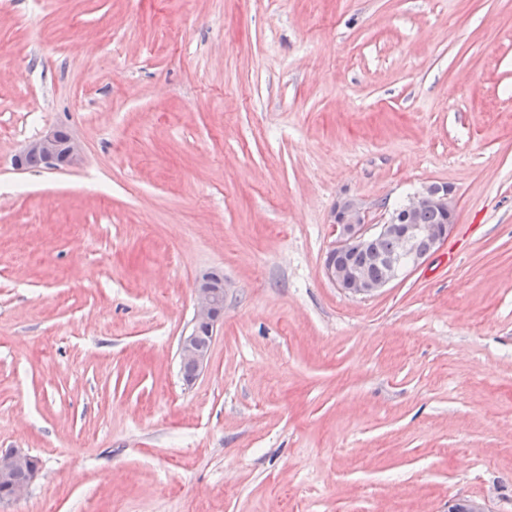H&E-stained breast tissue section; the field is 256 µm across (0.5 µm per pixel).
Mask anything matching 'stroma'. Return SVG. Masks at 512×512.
<instances>
[{
    "mask_svg": "<svg viewBox=\"0 0 512 512\" xmlns=\"http://www.w3.org/2000/svg\"><path fill=\"white\" fill-rule=\"evenodd\" d=\"M53 128L83 164L15 170ZM441 183L421 267L329 281L337 199ZM12 449L0 512H512V0H0ZM195 294L192 328L181 337L178 348L181 364L187 365L181 369L185 380L193 377V370L196 376L206 367L214 331L224 316V278L216 282L212 274L202 276L196 282ZM201 327L208 330L205 339L200 336ZM37 472L36 463L25 453L10 450L0 453V496L7 495L10 490L1 483H11L12 493L8 498L1 499V507L23 499L28 492L30 482ZM18 474H23L16 480Z\"/></svg>",
    "mask_w": 512,
    "mask_h": 512,
    "instance_id": "obj_1",
    "label": "stroma"
}]
</instances>
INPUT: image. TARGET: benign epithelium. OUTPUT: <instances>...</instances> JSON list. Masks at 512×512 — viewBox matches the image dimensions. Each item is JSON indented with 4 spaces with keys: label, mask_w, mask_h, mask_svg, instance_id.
<instances>
[{
    "label": "benign epithelium",
    "mask_w": 512,
    "mask_h": 512,
    "mask_svg": "<svg viewBox=\"0 0 512 512\" xmlns=\"http://www.w3.org/2000/svg\"><path fill=\"white\" fill-rule=\"evenodd\" d=\"M41 159V168L57 171L75 168L83 160L80 146L71 137L63 138L60 130L51 129L28 141L15 155L13 166L27 167V159ZM438 209L446 215L442 224H414L410 217L425 209ZM456 218L452 190L446 184H431L415 193L382 224L366 222L361 204L353 198L336 203L334 224L337 240L325 259L327 277L341 290L360 297H370L402 274L416 269L447 240ZM376 237H390L395 247L384 260L385 274L375 278L362 266L354 263V256ZM423 240L428 248L419 252L416 242ZM196 304L191 330L179 342L178 355L183 365L200 373L207 364L214 331L224 316V280H215L206 274L195 286ZM37 472L36 463L25 453L10 450L0 453V483H11L12 493L0 500V505L23 499Z\"/></svg>",
    "instance_id": "1"
}]
</instances>
